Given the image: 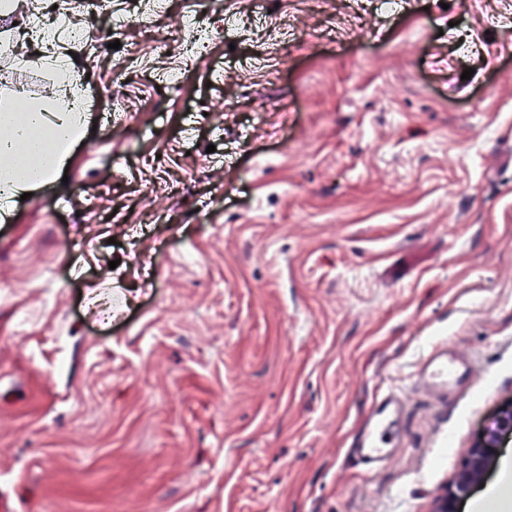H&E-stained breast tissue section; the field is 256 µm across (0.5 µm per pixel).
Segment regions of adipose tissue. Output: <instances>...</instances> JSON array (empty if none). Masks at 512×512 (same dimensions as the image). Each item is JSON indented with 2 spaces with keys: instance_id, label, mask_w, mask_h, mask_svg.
I'll return each instance as SVG.
<instances>
[{
  "instance_id": "ef3b65f1",
  "label": "adipose tissue",
  "mask_w": 512,
  "mask_h": 512,
  "mask_svg": "<svg viewBox=\"0 0 512 512\" xmlns=\"http://www.w3.org/2000/svg\"><path fill=\"white\" fill-rule=\"evenodd\" d=\"M47 65L61 90L59 98L27 103L14 95L0 99V204L7 208L54 179L73 146L86 136L81 93L71 82L73 58L60 49Z\"/></svg>"
}]
</instances>
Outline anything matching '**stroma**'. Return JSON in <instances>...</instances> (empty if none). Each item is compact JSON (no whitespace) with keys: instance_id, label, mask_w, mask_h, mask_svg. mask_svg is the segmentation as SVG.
Returning <instances> with one entry per match:
<instances>
[{"instance_id":"stroma-1","label":"stroma","mask_w":512,"mask_h":512,"mask_svg":"<svg viewBox=\"0 0 512 512\" xmlns=\"http://www.w3.org/2000/svg\"><path fill=\"white\" fill-rule=\"evenodd\" d=\"M55 2L95 130L0 220V497L432 512L483 440L460 510L512 512V0ZM37 49L0 50V96H58ZM436 341L474 371L445 402ZM473 375V369L448 349L447 342L433 345L423 356L416 370V384L440 401L448 394L464 388ZM406 401V393L394 388L382 390L374 397L353 447L367 469L380 466L399 448L401 435L397 423L405 413Z\"/></svg>"}]
</instances>
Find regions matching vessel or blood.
Here are the masks:
<instances>
[{"mask_svg": "<svg viewBox=\"0 0 512 512\" xmlns=\"http://www.w3.org/2000/svg\"><path fill=\"white\" fill-rule=\"evenodd\" d=\"M472 375V368L447 343L441 342L433 345L419 362L416 383L444 402L449 394L464 388ZM406 401L405 392L394 388L382 390L374 397L354 446L368 469L383 464L398 448L401 435L397 423L405 412Z\"/></svg>", "mask_w": 512, "mask_h": 512, "instance_id": "b4317fda", "label": "vessel or blood"}]
</instances>
